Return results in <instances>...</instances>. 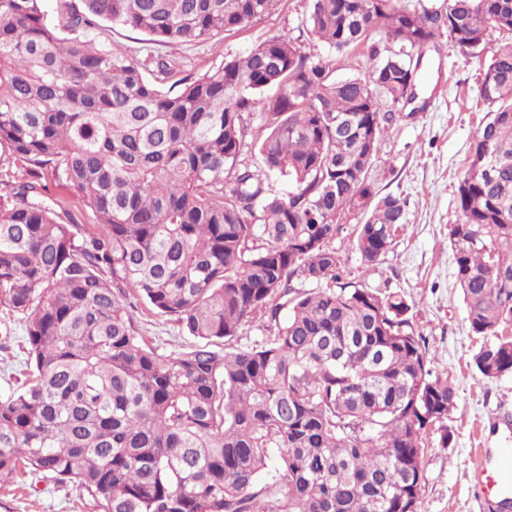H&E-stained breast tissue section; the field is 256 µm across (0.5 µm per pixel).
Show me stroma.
Instances as JSON below:
<instances>
[{
	"label": "stroma",
	"instance_id": "obj_1",
	"mask_svg": "<svg viewBox=\"0 0 512 512\" xmlns=\"http://www.w3.org/2000/svg\"><path fill=\"white\" fill-rule=\"evenodd\" d=\"M309 0H280L277 9L246 26L201 43L171 48L146 35L102 24L97 35L104 46L138 60L172 59L178 77H197L247 54L270 37L299 36ZM430 93L425 110L396 114L381 141L371 177L380 194L405 197L408 222L390 250L374 267L362 264L353 237L342 233L336 247L351 281L365 288L402 295L411 307L414 325L435 356L433 366L447 375L457 392L456 407L446 428H430L424 437L425 483L420 512H494L474 488L473 469L483 440L482 426L504 409L512 411V374L483 378L472 358L484 344L466 320L454 275L448 228L459 220L457 187L468 168L471 143L486 121L488 105L480 96L478 65L448 38H440L427 70ZM138 327L166 352L183 351L191 339L170 317L140 308ZM0 399L22 384L25 329L18 316L0 307ZM449 442H442L443 431ZM0 512H99L94 500L72 482L25 473L0 487Z\"/></svg>",
	"mask_w": 512,
	"mask_h": 512
}]
</instances>
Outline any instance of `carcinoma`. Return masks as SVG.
<instances>
[{"label":"carcinoma","instance_id":"1","mask_svg":"<svg viewBox=\"0 0 512 512\" xmlns=\"http://www.w3.org/2000/svg\"><path fill=\"white\" fill-rule=\"evenodd\" d=\"M280 0H0V151L32 166L5 180L0 306L26 330L29 377L0 401V485L23 472L74 482L100 512H420L428 424L456 405L411 307L345 278L353 225L376 266L406 200L368 173L395 113L421 98L447 35L479 58L512 35V0H310L305 29L368 75L273 36L184 83L91 37L102 22L163 44L208 41ZM375 35L384 44L371 42ZM277 90L268 97L265 91ZM478 130L449 230L474 354L512 374V40L480 74ZM49 174L95 215L65 222ZM279 174L292 190L280 194ZM194 339L165 353L134 301ZM288 316L280 320V313ZM265 316L276 331L234 344ZM306 51H313L319 54L323 59H336V75L346 77L351 75H364L368 66L367 48L360 47L351 54L352 59L347 60L337 55L328 47L315 43L312 39L305 42Z\"/></svg>","mask_w":512,"mask_h":512}]
</instances>
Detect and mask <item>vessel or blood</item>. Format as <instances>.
I'll return each mask as SVG.
<instances>
[{
  "label": "vessel or blood",
  "mask_w": 512,
  "mask_h": 512,
  "mask_svg": "<svg viewBox=\"0 0 512 512\" xmlns=\"http://www.w3.org/2000/svg\"><path fill=\"white\" fill-rule=\"evenodd\" d=\"M492 426L499 436L496 448H483L473 471L474 487L484 498L512 507V419L497 417Z\"/></svg>",
  "instance_id": "vessel-or-blood-1"
}]
</instances>
